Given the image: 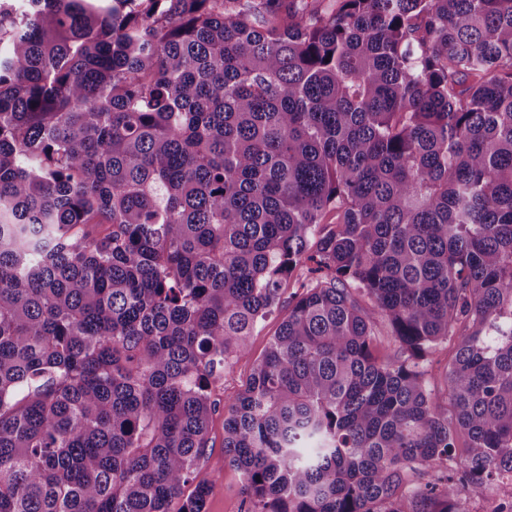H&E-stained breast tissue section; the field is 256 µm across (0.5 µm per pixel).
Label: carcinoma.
Wrapping results in <instances>:
<instances>
[{
  "instance_id": "1",
  "label": "carcinoma",
  "mask_w": 512,
  "mask_h": 512,
  "mask_svg": "<svg viewBox=\"0 0 512 512\" xmlns=\"http://www.w3.org/2000/svg\"><path fill=\"white\" fill-rule=\"evenodd\" d=\"M25 2L0 512H206L212 387L285 303L224 419L248 512H470L512 472V0ZM457 343L448 340V343L439 345L434 353L429 356L431 361L426 376L429 385L436 391H442L446 385V369L448 361L455 355Z\"/></svg>"
}]
</instances>
